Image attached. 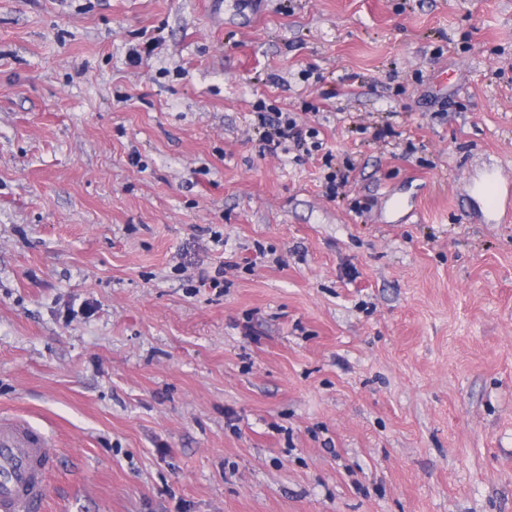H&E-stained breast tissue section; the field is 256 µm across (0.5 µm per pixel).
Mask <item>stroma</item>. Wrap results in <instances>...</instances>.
Returning a JSON list of instances; mask_svg holds the SVG:
<instances>
[{
    "label": "stroma",
    "mask_w": 512,
    "mask_h": 512,
    "mask_svg": "<svg viewBox=\"0 0 512 512\" xmlns=\"http://www.w3.org/2000/svg\"><path fill=\"white\" fill-rule=\"evenodd\" d=\"M278 112L321 150L265 149ZM491 169L512 0H0V414L49 435L41 512H512Z\"/></svg>",
    "instance_id": "obj_1"
}]
</instances>
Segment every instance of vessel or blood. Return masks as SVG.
Returning <instances> with one entry per match:
<instances>
[{
	"label": "vessel or blood",
	"mask_w": 512,
	"mask_h": 512,
	"mask_svg": "<svg viewBox=\"0 0 512 512\" xmlns=\"http://www.w3.org/2000/svg\"><path fill=\"white\" fill-rule=\"evenodd\" d=\"M48 443L24 418L0 416V512H38L46 496Z\"/></svg>",
	"instance_id": "1"
}]
</instances>
